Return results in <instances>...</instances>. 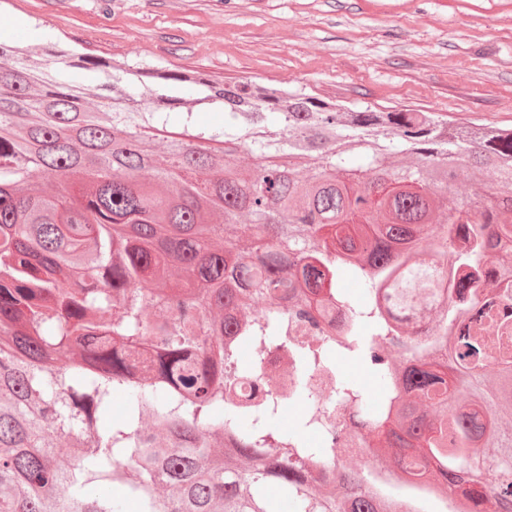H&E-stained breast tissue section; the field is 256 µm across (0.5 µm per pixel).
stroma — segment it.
Returning <instances> with one entry per match:
<instances>
[{
    "instance_id": "obj_1",
    "label": "stroma",
    "mask_w": 512,
    "mask_h": 512,
    "mask_svg": "<svg viewBox=\"0 0 512 512\" xmlns=\"http://www.w3.org/2000/svg\"><path fill=\"white\" fill-rule=\"evenodd\" d=\"M512 126V0H0V42Z\"/></svg>"
}]
</instances>
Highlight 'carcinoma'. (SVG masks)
I'll list each match as a JSON object with an SVG mask.
<instances>
[{"label": "carcinoma", "mask_w": 512, "mask_h": 512, "mask_svg": "<svg viewBox=\"0 0 512 512\" xmlns=\"http://www.w3.org/2000/svg\"><path fill=\"white\" fill-rule=\"evenodd\" d=\"M46 56L71 74L0 44V512H271L270 488L293 512L410 507L336 466L338 435L310 448L308 420L284 431L269 397L238 398L257 366L243 340L291 366L306 404L309 368L338 350L377 369L389 404L362 435L368 453L391 452L401 486L512 512V322L452 332L480 299L512 302V264L500 287H477L488 246L512 253V127L176 70L140 68L136 88L121 64ZM97 71L112 73L99 113L72 78ZM206 101L223 125L194 126ZM169 126L183 133L158 167L149 140ZM241 151L258 160L247 172ZM485 174L479 209L448 208ZM447 255L468 290L431 310L446 334L424 355L400 313L439 294ZM346 278L365 301L337 287ZM336 302L370 339L288 338L286 312L316 326ZM118 393L125 413L109 422ZM336 394L366 409L359 385Z\"/></svg>", "instance_id": "1"}]
</instances>
